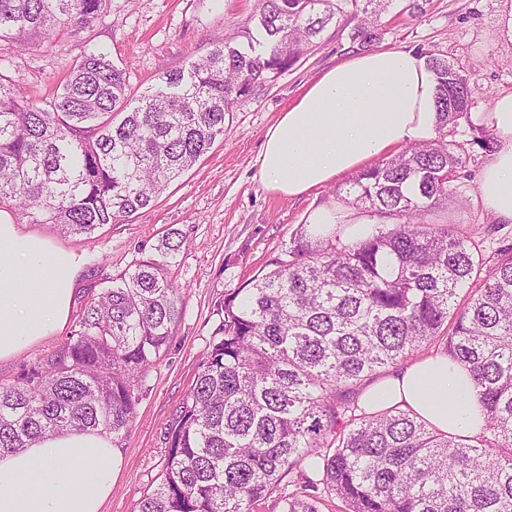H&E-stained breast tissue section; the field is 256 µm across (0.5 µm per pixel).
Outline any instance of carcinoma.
Listing matches in <instances>:
<instances>
[{"label": "carcinoma", "mask_w": 512, "mask_h": 512, "mask_svg": "<svg viewBox=\"0 0 512 512\" xmlns=\"http://www.w3.org/2000/svg\"><path fill=\"white\" fill-rule=\"evenodd\" d=\"M387 4L259 0V36L216 45L137 97L103 53L77 60L41 106L0 77V210L92 235L153 206L224 137L236 100L295 65L337 16L355 21L352 48L374 46ZM105 7L0 0V43L27 49L90 26ZM428 64L438 136L337 195L394 224L346 243L301 224L269 271L215 302L207 359L164 434L162 479L134 512H324L335 500L342 512H512V247L488 264L451 225L428 220L465 167L454 136L471 109L462 67L433 55ZM472 142L494 149L485 127ZM182 244L168 231L157 256L91 296L56 354L0 386V450L68 431L122 439L182 314L180 288L163 275ZM432 346L469 370L481 434L359 404L366 386Z\"/></svg>", "instance_id": "cac0c4a2"}]
</instances>
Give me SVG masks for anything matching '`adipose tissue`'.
Wrapping results in <instances>:
<instances>
[{"instance_id":"ef3b65f1","label":"adipose tissue","mask_w":512,"mask_h":512,"mask_svg":"<svg viewBox=\"0 0 512 512\" xmlns=\"http://www.w3.org/2000/svg\"><path fill=\"white\" fill-rule=\"evenodd\" d=\"M437 82L420 53H356L324 70L266 133L256 163L266 191L299 197L378 156L438 134ZM483 124L495 137L480 193L496 222L512 224V94L495 98ZM307 223L341 224L348 238L371 233L377 217L317 208ZM83 259L0 214V361L65 329ZM360 404L397 405L443 433L475 436L484 416L468 371L448 355L414 361L368 386ZM119 460L98 431L46 436L0 452V512H102Z\"/></svg>"}]
</instances>
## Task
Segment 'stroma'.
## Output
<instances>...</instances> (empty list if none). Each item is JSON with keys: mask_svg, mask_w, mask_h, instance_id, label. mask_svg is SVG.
I'll return each instance as SVG.
<instances>
[{"mask_svg": "<svg viewBox=\"0 0 512 512\" xmlns=\"http://www.w3.org/2000/svg\"><path fill=\"white\" fill-rule=\"evenodd\" d=\"M409 0H391L381 16L384 48L413 49L463 67L472 99V123L481 126L496 96L512 93V44L498 40V20L506 0H425L409 14ZM257 0H107L106 10L84 29L69 28L40 46L22 51L0 43V74L20 83L32 101L51 99L85 53H107L127 73L129 90L140 95L167 71L188 65L223 43H246ZM349 29L330 24L288 71L256 86L234 103L224 136L172 182L157 203L94 235L66 236L54 225L33 230L84 260L70 315L78 322L88 296L153 253L169 230L185 242L168 266V279L183 292L182 316L166 353L150 368L129 429L117 451L112 495L103 512H133L136 502L160 480L165 468V428L208 355L217 325L212 313L219 297L243 287L288 243L309 209L335 207L346 179L301 198L267 192L256 158L264 136L280 112L304 86L351 54ZM489 159L468 148L464 177L441 208L456 230L483 257L512 246V224L495 223L485 209L479 178ZM59 332L0 363V385L55 354L66 342Z\"/></svg>", "mask_w": 512, "mask_h": 512, "instance_id": "obj_1", "label": "stroma"}]
</instances>
